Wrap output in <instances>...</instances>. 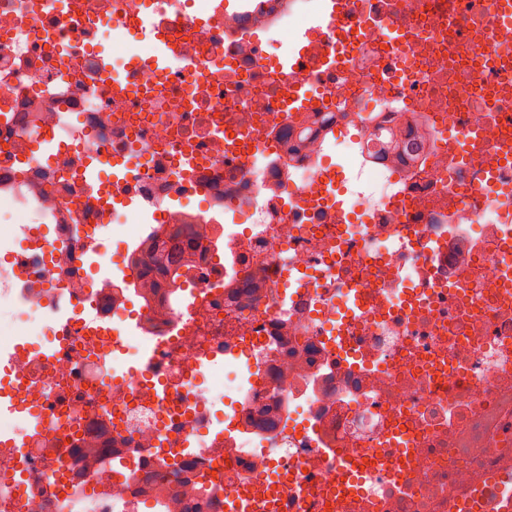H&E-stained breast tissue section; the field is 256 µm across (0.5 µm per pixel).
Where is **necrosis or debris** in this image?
Listing matches in <instances>:
<instances>
[{"instance_id": "4bbe7bcc", "label": "necrosis or debris", "mask_w": 512, "mask_h": 512, "mask_svg": "<svg viewBox=\"0 0 512 512\" xmlns=\"http://www.w3.org/2000/svg\"><path fill=\"white\" fill-rule=\"evenodd\" d=\"M249 2L0 0V512H140L171 462L164 512H512L492 0ZM186 224L173 283L147 254Z\"/></svg>"}]
</instances>
